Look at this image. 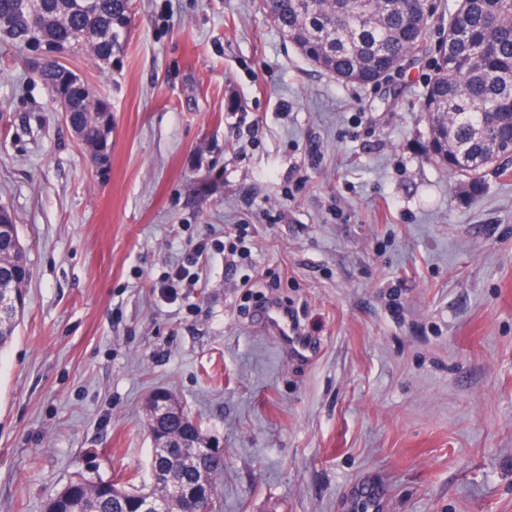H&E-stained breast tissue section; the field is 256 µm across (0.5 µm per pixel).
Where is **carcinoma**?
<instances>
[{"label":"carcinoma","mask_w":512,"mask_h":512,"mask_svg":"<svg viewBox=\"0 0 512 512\" xmlns=\"http://www.w3.org/2000/svg\"><path fill=\"white\" fill-rule=\"evenodd\" d=\"M29 0H0V41L20 52L69 47L96 62L112 64L124 49L130 29L131 0H41L32 16ZM265 16L300 56L337 80L377 85L422 47L429 14L422 0H261ZM436 73L420 104L427 122L429 159L458 177L467 194L482 187L487 166L512 156V0H458L438 48ZM41 80L55 103H64L66 124L98 168L112 149V105L95 96L86 81L64 64H50ZM30 278L27 251L14 213L0 205V351L11 342L26 307ZM149 430L174 444L184 437L207 438L200 424L188 430L185 419L170 417ZM211 477L224 471L215 449L203 459L153 449L148 489L123 487L78 474L49 499L45 512H142L143 500L166 492L173 478L195 486L200 468ZM202 500L170 501L169 512H221L216 482L201 490Z\"/></svg>","instance_id":"obj_1"}]
</instances>
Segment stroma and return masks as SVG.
<instances>
[{
  "label": "stroma",
  "instance_id": "35a3bbf8",
  "mask_svg": "<svg viewBox=\"0 0 512 512\" xmlns=\"http://www.w3.org/2000/svg\"><path fill=\"white\" fill-rule=\"evenodd\" d=\"M69 66L112 103L106 168L0 43V204L32 269L0 351V512L79 474L148 485L159 388L223 452V512H367L368 481L384 512H512V162L471 198L426 158L433 54L360 86L260 0H133L119 61ZM257 277L309 363L259 326Z\"/></svg>",
  "mask_w": 512,
  "mask_h": 512
}]
</instances>
